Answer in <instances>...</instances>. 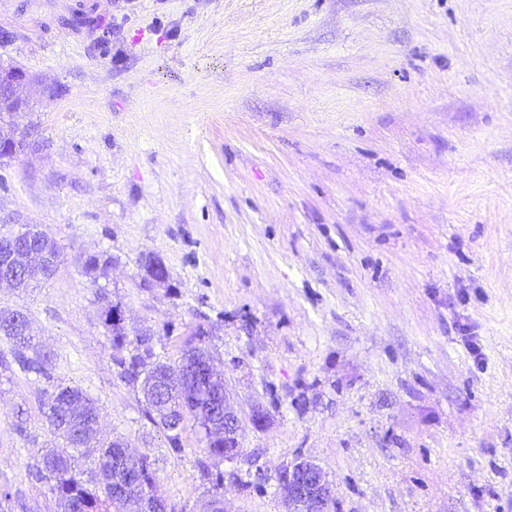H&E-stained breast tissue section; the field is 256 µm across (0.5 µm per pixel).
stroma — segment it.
Masks as SVG:
<instances>
[{
    "instance_id": "35a3bbf8",
    "label": "stroma",
    "mask_w": 512,
    "mask_h": 512,
    "mask_svg": "<svg viewBox=\"0 0 512 512\" xmlns=\"http://www.w3.org/2000/svg\"><path fill=\"white\" fill-rule=\"evenodd\" d=\"M1 63L53 93L0 165V233L63 259L0 309L169 502L200 512L197 438L173 453L117 377L108 302L167 361L204 327L235 407L267 409L224 512H285L299 457L335 512H512V0H14ZM148 251L170 285L141 287ZM51 391L0 367V512H59L27 475Z\"/></svg>"
}]
</instances>
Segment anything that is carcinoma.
<instances>
[{"label": "carcinoma", "instance_id": "obj_1", "mask_svg": "<svg viewBox=\"0 0 512 512\" xmlns=\"http://www.w3.org/2000/svg\"><path fill=\"white\" fill-rule=\"evenodd\" d=\"M10 314L23 323L0 321V335L12 341V362L20 371L55 380L50 356L37 349L30 334L27 315ZM111 336L109 360L118 377L143 394L144 416L161 431L172 452L184 449V434L192 425L203 433V459L197 462L202 485L211 493L208 512H220L224 498V381L206 372L210 353L203 346L204 330L198 328V342H187L178 365L160 360L155 335L144 330L129 338L112 322V309L102 317ZM51 437L69 448H51L29 469L34 481L55 495L61 512H179L158 490L157 477L145 454L129 456L120 438L104 440L99 435L101 408L78 386L54 385L44 410Z\"/></svg>", "mask_w": 512, "mask_h": 512}]
</instances>
